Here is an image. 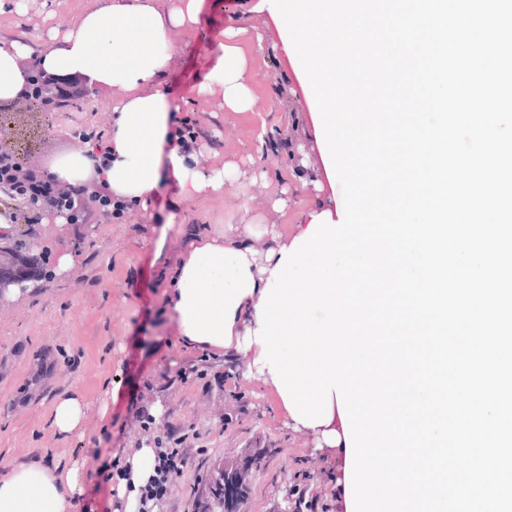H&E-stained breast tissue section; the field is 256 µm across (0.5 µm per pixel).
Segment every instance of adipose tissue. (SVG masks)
Returning a JSON list of instances; mask_svg holds the SVG:
<instances>
[{"label":"adipose tissue","mask_w":512,"mask_h":512,"mask_svg":"<svg viewBox=\"0 0 512 512\" xmlns=\"http://www.w3.org/2000/svg\"><path fill=\"white\" fill-rule=\"evenodd\" d=\"M200 7V0H180L171 8L164 0H109L86 11L77 27L39 56L48 70L78 72L89 84L111 88L112 145L101 178L117 202L146 206L167 171L178 175L188 199L224 186V171L202 174L186 166L171 144V106L150 89L174 49L172 29L196 23ZM234 37L225 30L213 83L227 108L245 112L253 97L245 82L247 61ZM30 51L21 39L0 41V98L15 96L23 86L18 60ZM280 257L276 247L261 259L234 237L195 236L168 283L181 342L235 351L247 376L271 384L268 369L257 362L261 347L254 332L256 306ZM86 416V404L68 390L56 397L50 426L70 438L79 435ZM81 495L78 470L64 460L32 455L0 463V512H80Z\"/></svg>","instance_id":"1"}]
</instances>
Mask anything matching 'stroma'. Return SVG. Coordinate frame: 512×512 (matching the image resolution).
I'll return each mask as SVG.
<instances>
[{
	"label": "stroma",
	"mask_w": 512,
	"mask_h": 512,
	"mask_svg": "<svg viewBox=\"0 0 512 512\" xmlns=\"http://www.w3.org/2000/svg\"><path fill=\"white\" fill-rule=\"evenodd\" d=\"M97 0H0V40L20 38L34 50L62 41L79 14ZM266 18L260 0H202L198 23L172 32V55L157 88L174 118L196 119L203 132L192 165L225 167L221 192L183 198L180 182L166 173L148 210L129 208L121 218L97 216L66 278L46 265L31 296L0 303V460L39 453L65 454L79 467L84 512H112L116 458H127L152 442L135 418L139 409L162 410L166 421L193 427L188 443L190 471L178 479L164 512H193L207 501L212 477L239 462L262 437L276 454L254 468L239 512H280L294 474L308 472L325 504L344 497L336 455L294 429L276 395L259 379L231 372L218 352L185 347L166 302L168 275L186 249L187 236L218 235L238 228L245 240L265 249L270 231L291 236L303 217L328 195L317 186L314 160L294 164L274 154L267 135L304 142L312 122L303 99L294 95L297 77L277 69L279 38L257 42ZM241 29L252 110L222 107L210 92L224 29ZM110 89L69 111L57 133L43 140L47 150L71 148L75 130L81 145L107 147L112 140ZM204 361L205 378L177 373L187 361ZM71 388L91 407L83 438L60 439L48 426L54 396ZM109 402L112 423L101 427L96 413Z\"/></svg>",
	"instance_id": "35a3bbf8"
}]
</instances>
